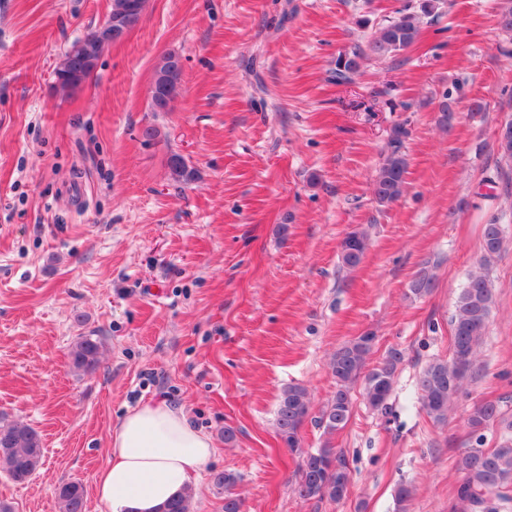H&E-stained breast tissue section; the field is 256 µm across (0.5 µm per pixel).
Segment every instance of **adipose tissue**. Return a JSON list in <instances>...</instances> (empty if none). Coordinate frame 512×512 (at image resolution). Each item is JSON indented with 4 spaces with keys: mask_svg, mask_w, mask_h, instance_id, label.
<instances>
[{
    "mask_svg": "<svg viewBox=\"0 0 512 512\" xmlns=\"http://www.w3.org/2000/svg\"><path fill=\"white\" fill-rule=\"evenodd\" d=\"M214 453L182 409L162 399L139 405L111 434L95 494L108 512H159L191 487Z\"/></svg>",
    "mask_w": 512,
    "mask_h": 512,
    "instance_id": "obj_1",
    "label": "adipose tissue"
}]
</instances>
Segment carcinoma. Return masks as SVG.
Segmentation results:
<instances>
[{
  "instance_id": "obj_1",
  "label": "carcinoma",
  "mask_w": 512,
  "mask_h": 512,
  "mask_svg": "<svg viewBox=\"0 0 512 512\" xmlns=\"http://www.w3.org/2000/svg\"><path fill=\"white\" fill-rule=\"evenodd\" d=\"M498 25L506 33H512V0H502L498 13ZM421 32V16L402 10L399 16L379 27L371 35L366 46H354L349 55L336 59L333 77L342 84L352 80L369 56L384 58L396 56L412 47ZM96 63L80 53L66 50L55 73L63 75L56 88L70 93L80 88L91 76ZM182 74L181 58L174 52L163 55L157 63L150 87V105L154 112H167L177 97ZM408 132L403 127L393 129L382 162L373 180V200L386 208L403 196L409 160L404 151ZM168 169L175 183H186L194 177L183 157L172 154ZM484 259L500 253L503 237L500 225L492 223L483 227ZM368 236L362 229L346 234L340 244L339 258L343 268H357L368 250ZM435 287L434 278L428 271L420 270L411 281L409 292L423 296ZM493 292L484 271L473 272L461 291L451 316L452 355L450 359H436L428 363L417 380L421 409L438 422L448 418L454 401L463 392L476 367V353L485 335ZM374 337L362 334L339 348L330 362V371L336 382L333 398L319 417V425L332 434L347 425L352 410L351 388L363 382V395L374 410L388 413L387 400L393 390L399 365L404 360L402 350L392 347L372 369H367V359L373 347ZM103 343L98 336H80L69 351L71 367L77 372L95 370L102 356ZM308 391L301 385L283 389L276 412L279 434L288 447H298V428L309 415ZM502 418L498 403L483 401L474 404L467 418L474 449L462 451L456 458V468L463 475L457 489V497L464 505V512H498V504L507 500L502 488L512 476V445L504 443L497 448L484 447L485 430ZM43 447L38 432L22 423L0 425V470L6 472L16 484L30 481L42 465ZM214 484L224 490V512H242L243 503L232 489L237 476L221 472L213 477ZM351 472L341 451L326 444L314 452L302 455L299 465L297 491L300 497L310 500L340 501L348 493ZM59 512H84L85 491L81 483L69 481L56 490ZM193 490L163 505L161 512H194Z\"/></svg>"
}]
</instances>
